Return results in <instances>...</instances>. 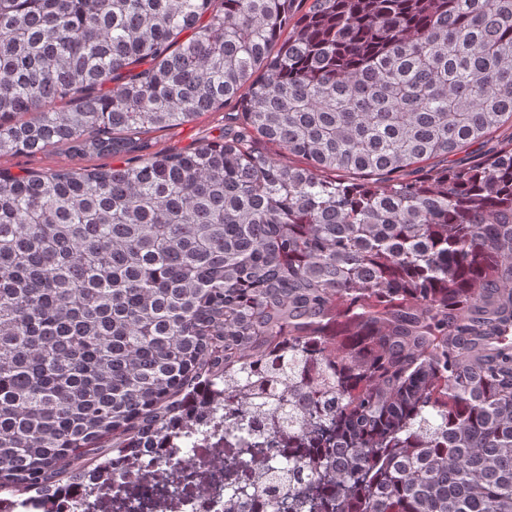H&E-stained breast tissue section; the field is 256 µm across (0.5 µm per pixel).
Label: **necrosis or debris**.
<instances>
[{
    "label": "necrosis or debris",
    "mask_w": 512,
    "mask_h": 512,
    "mask_svg": "<svg viewBox=\"0 0 512 512\" xmlns=\"http://www.w3.org/2000/svg\"><path fill=\"white\" fill-rule=\"evenodd\" d=\"M252 421V416L237 408L204 412L189 420L184 436L163 441L157 448L136 449L112 468L85 474L68 492L26 505L1 494L0 512H101L102 502L108 498L117 512H129L133 503L131 491L125 487L129 480L148 488L177 485L174 500H159L154 512H261L253 502L232 504L224 499L221 461L232 441L225 426Z\"/></svg>",
    "instance_id": "4bbe7bcc"
}]
</instances>
